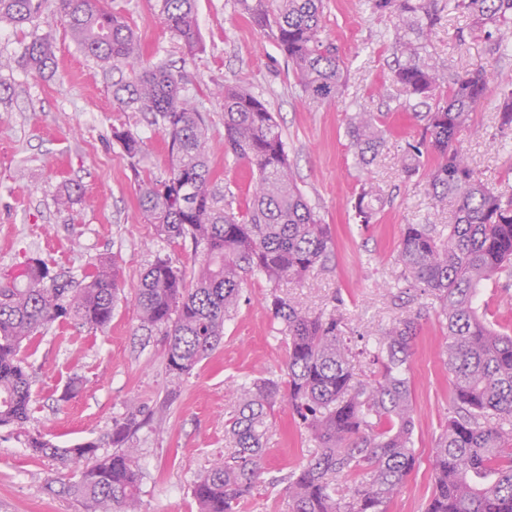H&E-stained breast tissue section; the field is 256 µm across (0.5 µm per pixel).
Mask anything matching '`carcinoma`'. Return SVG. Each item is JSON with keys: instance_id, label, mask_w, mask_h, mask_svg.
<instances>
[{"instance_id": "obj_1", "label": "carcinoma", "mask_w": 512, "mask_h": 512, "mask_svg": "<svg viewBox=\"0 0 512 512\" xmlns=\"http://www.w3.org/2000/svg\"><path fill=\"white\" fill-rule=\"evenodd\" d=\"M67 23L78 48L112 71H128L112 84L113 99L150 114L165 133L171 166L165 178L141 180L139 208L156 234L189 238L201 249L193 277L157 257L134 288L141 326L165 336L166 368L179 380L221 343L236 311L241 285L261 275L278 288L324 264L333 245L294 178L282 135L268 103L239 84H226L224 136L214 141L206 115L185 94V73L164 64L147 67L139 37L109 0H0V27L25 31L18 54L0 55V73L15 68L53 73L50 36L38 33L48 3ZM162 25L187 54L200 43L196 0H157ZM254 24L273 34L302 96L332 100L347 71L338 48L323 37V0H241ZM378 15L395 14L391 81L399 87L396 111L420 122V139L408 146L402 172L423 180L434 199L453 200L454 222L408 224L398 249L394 287L418 289L439 304L447 341L441 352L452 376V415L432 456V495L425 512H512V334L496 330L478 311L483 282L512 277V196L482 182L457 146L489 94L482 68L445 73L430 37L448 8L471 20L496 49L512 46V0H367ZM423 106L425 111L417 108ZM501 131L512 130V78L500 84ZM355 164L375 160L386 143L384 114L359 110L347 117ZM122 155L136 168L141 138L113 131ZM256 175L245 211L221 205L208 155L214 144ZM385 203L364 182L351 203L358 224H372ZM120 291L113 262L99 260L78 286L51 273L41 259L24 263L0 286V427L24 431L25 446L65 468L84 461L79 474L55 478L47 490L77 502L84 512H138L141 473L129 445L140 409L131 406L116 426L120 448L97 456L84 442L61 448L24 430L33 402L22 349L59 319L90 330L105 328ZM271 311L288 346L284 378L257 379L233 388L234 413L224 423L233 451L197 478L199 512H236L263 470L268 409L288 406L310 434L313 448L287 477L288 512H390L413 471L414 406L410 382L421 313L399 318L363 349L373 376L357 380L340 313L311 314L272 294Z\"/></svg>"}]
</instances>
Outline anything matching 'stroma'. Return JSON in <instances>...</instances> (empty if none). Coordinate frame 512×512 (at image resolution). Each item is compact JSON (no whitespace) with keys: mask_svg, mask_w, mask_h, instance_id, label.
Here are the masks:
<instances>
[{"mask_svg":"<svg viewBox=\"0 0 512 512\" xmlns=\"http://www.w3.org/2000/svg\"><path fill=\"white\" fill-rule=\"evenodd\" d=\"M324 35L344 57L346 79L332 102L301 97L297 81L270 36L256 27L237 0H196L201 49L185 57L183 45L164 29L156 0H114L141 36L146 65L183 66L186 91L210 119V133H224V101L215 90L237 83L264 98L279 126L297 184L323 223L334 247L325 264L305 279L271 290L259 275L248 277L224 339L190 374L174 381L166 370L162 336L141 327L133 290L156 257L192 269L191 241L157 236L137 206L138 181L160 179L169 165L165 137L143 113L121 109L112 96L115 74L80 52L58 14L42 25L55 55V73L17 69L0 76V279L38 257L74 280L97 260L113 259L121 291L110 324L97 332L58 321L23 351L35 400L28 431L61 446L94 442L112 453V431L130 405L140 410L133 436L142 475L138 512H197L193 486L211 461L228 456L224 421L237 402L232 382L282 377L287 346L269 309L270 293L317 314L341 306V329L353 343L372 340L396 319L422 307L414 293L399 294L397 251L404 225L450 222L453 206L436 205L425 184L405 181L401 171L408 142L421 127L393 112L389 99L393 60L389 36L395 19L371 13L364 0H324ZM431 45L449 71L485 68L512 74V50H493L471 31L469 18L444 13ZM386 115V144L375 160L357 169L345 132L356 107ZM128 129L145 142L130 165L112 138ZM458 147L475 174L499 192L512 194V140L502 139L493 102L462 131ZM213 183L231 212L244 210L249 178L244 165L209 156ZM379 184L389 203L369 226L356 224L350 201L360 180ZM80 196L58 206L66 185ZM446 328L436 311L420 322L411 364L415 407V469L391 504V512H424L432 493L433 448L452 406L449 375L440 361ZM82 386L65 391L72 379ZM264 472L238 512H288L285 478L311 446L309 433L288 408L275 405ZM58 461L33 456L16 433L0 428V512H82L77 503L48 494L49 479L64 476Z\"/></svg>","mask_w":512,"mask_h":512,"instance_id":"obj_1","label":"stroma"}]
</instances>
